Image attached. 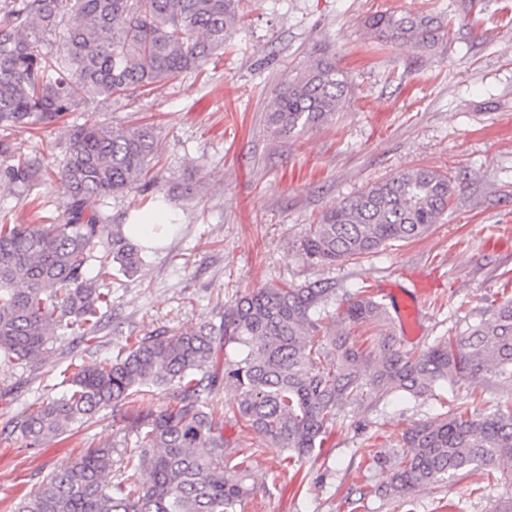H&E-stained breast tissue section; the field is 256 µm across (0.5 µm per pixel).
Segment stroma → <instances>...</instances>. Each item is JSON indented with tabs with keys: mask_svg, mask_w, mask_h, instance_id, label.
<instances>
[{
	"mask_svg": "<svg viewBox=\"0 0 512 512\" xmlns=\"http://www.w3.org/2000/svg\"><path fill=\"white\" fill-rule=\"evenodd\" d=\"M433 10L451 18L449 36L429 50L378 41L366 26L384 11ZM242 23L228 49L131 100L90 104L49 129H13L20 155L38 152L42 173L30 190L0 184V216L12 224L54 217L68 206L54 173L73 126L153 125L162 151L156 192L168 223L163 249L133 277L115 273L112 319L92 345L53 343L46 361L0 367L14 386L0 397V512H14L51 473L86 448L112 447L114 466L136 449L133 404L103 409L60 442L26 448L12 423L65 389L63 370L113 358L156 329L187 330L214 318L217 302L273 284L325 283L337 298L358 284L408 293L414 279L432 294L420 308L419 334L401 338L420 350L449 332L488 320L496 300L512 297V0H242ZM346 73L343 107L322 125L274 135L267 123L276 88L319 53ZM418 166L447 172L457 187L439 224L359 261L323 265L301 247L307 224L344 197ZM498 389L463 380L440 399L392 394L340 411L324 447L296 466L254 431L228 426L231 453L251 454L256 487L242 512H493L512 499V482L474 471L395 499L376 489L389 469L378 451L396 455L412 423L469 401L481 412Z\"/></svg>",
	"mask_w": 512,
	"mask_h": 512,
	"instance_id": "obj_1",
	"label": "stroma"
}]
</instances>
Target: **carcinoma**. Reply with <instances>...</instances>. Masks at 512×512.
<instances>
[{"mask_svg":"<svg viewBox=\"0 0 512 512\" xmlns=\"http://www.w3.org/2000/svg\"><path fill=\"white\" fill-rule=\"evenodd\" d=\"M240 0H0V131L48 128L90 99H130L153 85L199 70L224 50L242 21ZM367 26L386 44L430 49L450 21L428 12H385ZM347 76L321 54L277 88L268 108L276 134L299 133L342 108ZM7 137L0 156L14 159L6 182L27 189L38 157L15 156ZM161 154L153 126L73 129L59 182L64 213L39 224L0 223V354L13 366L43 362L62 336L89 343L112 318L111 292L99 275L133 276L146 265L142 246L112 223L108 200L137 192L138 209ZM455 193L448 174L413 168L348 196L309 225L304 253L321 263L360 260L393 242L414 240L440 223ZM98 275H91L92 268ZM335 289L308 285L257 288L223 306L217 323L151 332L114 359L75 369L69 389L21 416L15 428L27 448L63 440L77 424L111 404L135 402L165 387L173 402L138 413L137 454L112 482V449L88 448L48 476L18 512H237L255 487L252 461L224 456V427L242 423L286 459L323 447L337 412L392 393L435 397L446 385L478 380L512 385V300L481 324L425 350L401 348L388 331L382 300L361 286L342 313L326 314ZM343 326L336 331V325ZM375 330L366 346L360 326ZM224 393L219 409L212 395ZM401 455L386 460L399 497L459 474L481 470L512 480V398L489 412L468 403L414 424Z\"/></svg>","mask_w":512,"mask_h":512,"instance_id":"obj_1","label":"carcinoma"}]
</instances>
